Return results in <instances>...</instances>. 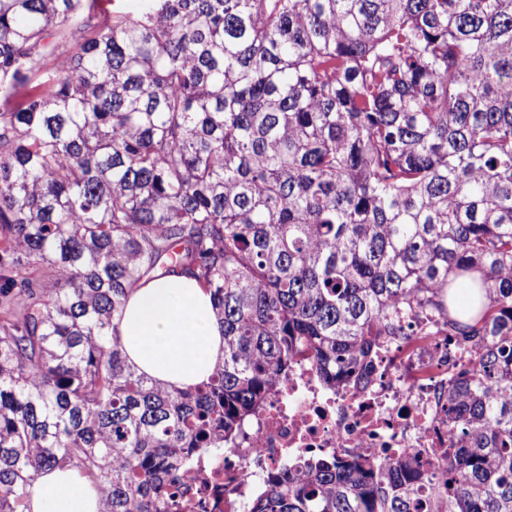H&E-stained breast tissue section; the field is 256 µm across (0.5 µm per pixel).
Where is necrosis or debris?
Masks as SVG:
<instances>
[{
    "mask_svg": "<svg viewBox=\"0 0 512 512\" xmlns=\"http://www.w3.org/2000/svg\"><path fill=\"white\" fill-rule=\"evenodd\" d=\"M408 328L409 341L379 346L364 390L329 386L313 363L299 361L287 383L245 422L240 447L213 448L197 460L180 512H243L269 473L293 456H404L435 474L433 451L452 444L448 376L466 356L436 321L418 317Z\"/></svg>",
    "mask_w": 512,
    "mask_h": 512,
    "instance_id": "1",
    "label": "necrosis or debris"
}]
</instances>
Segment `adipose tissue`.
<instances>
[{
    "label": "adipose tissue",
    "instance_id": "ef3b65f1",
    "mask_svg": "<svg viewBox=\"0 0 512 512\" xmlns=\"http://www.w3.org/2000/svg\"><path fill=\"white\" fill-rule=\"evenodd\" d=\"M119 330L128 363L171 389L207 381L224 361L223 331L214 317L210 292L186 274H165L134 289ZM29 502L31 512L99 509L90 481L59 467L40 472Z\"/></svg>",
    "mask_w": 512,
    "mask_h": 512
}]
</instances>
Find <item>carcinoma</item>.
<instances>
[{"label": "carcinoma", "mask_w": 512, "mask_h": 512, "mask_svg": "<svg viewBox=\"0 0 512 512\" xmlns=\"http://www.w3.org/2000/svg\"><path fill=\"white\" fill-rule=\"evenodd\" d=\"M147 2L0 0V512L58 465L99 512H175L190 458L242 439L298 360L364 387L420 315L473 356L446 481L312 457L246 512H512V0ZM160 270L224 330L185 390L120 342ZM451 273L480 275L469 318ZM146 0H100L98 8L110 16L136 15L140 13Z\"/></svg>", "instance_id": "obj_1"}]
</instances>
